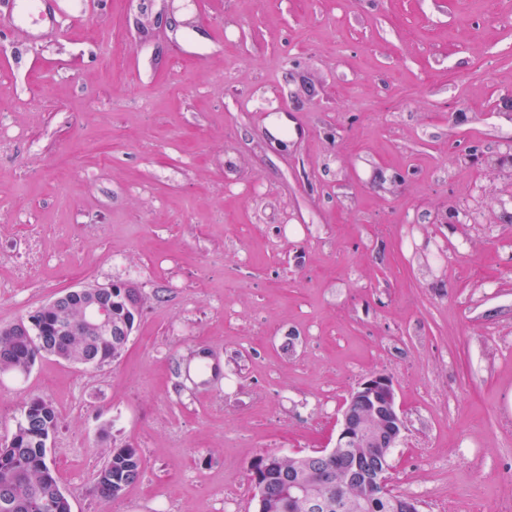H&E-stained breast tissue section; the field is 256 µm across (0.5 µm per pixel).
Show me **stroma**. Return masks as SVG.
Instances as JSON below:
<instances>
[{
  "label": "stroma",
  "instance_id": "35a3bbf8",
  "mask_svg": "<svg viewBox=\"0 0 512 512\" xmlns=\"http://www.w3.org/2000/svg\"><path fill=\"white\" fill-rule=\"evenodd\" d=\"M10 3L0 327L87 283L142 307L113 362L0 374V445L41 397L72 512H255L250 463L332 448L382 373L394 491L512 512V0H83L52 35ZM24 232L16 241V245L18 244L19 250L21 246L24 249V253L27 257L23 258L22 255L17 256V267L20 275L26 279H33L38 273L41 260L38 256L33 254V243L40 239L44 234V230L42 226L34 225V224H23ZM143 460L136 448L115 447L109 451L104 466L98 471L93 490L100 498H114L140 477Z\"/></svg>",
  "mask_w": 512,
  "mask_h": 512
}]
</instances>
